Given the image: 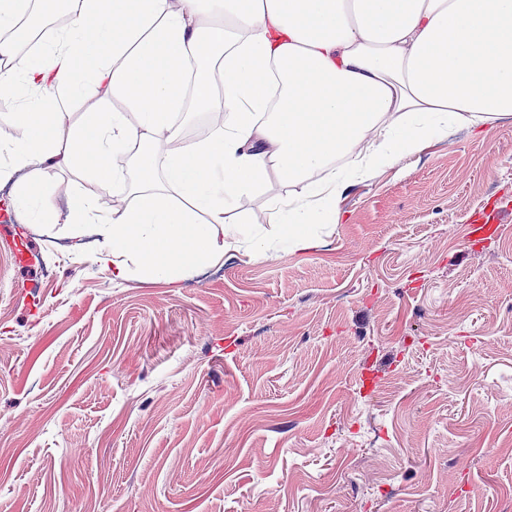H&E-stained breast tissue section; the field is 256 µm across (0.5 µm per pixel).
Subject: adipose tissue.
Masks as SVG:
<instances>
[{
    "label": "adipose tissue",
    "instance_id": "ef3b65f1",
    "mask_svg": "<svg viewBox=\"0 0 512 512\" xmlns=\"http://www.w3.org/2000/svg\"><path fill=\"white\" fill-rule=\"evenodd\" d=\"M27 2L0 0V97L23 101L0 181L23 172L12 205L46 227L47 158L108 178L114 156L139 146L111 215L87 196L71 203L116 280L136 268L172 282L241 249L305 250L352 182L455 128L481 136L512 117V0H73L61 37L23 54L14 30ZM219 17L229 35L207 41ZM214 56L220 106L201 68ZM189 83L195 109L223 108L224 121L159 155L180 134ZM91 88L100 104L74 115ZM272 170L296 191L272 200L277 224L260 231L239 202Z\"/></svg>",
    "mask_w": 512,
    "mask_h": 512
}]
</instances>
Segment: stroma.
<instances>
[{
  "mask_svg": "<svg viewBox=\"0 0 512 512\" xmlns=\"http://www.w3.org/2000/svg\"><path fill=\"white\" fill-rule=\"evenodd\" d=\"M112 165L46 166L48 232L0 184V512H512V119L354 184L308 250L174 283L74 234Z\"/></svg>",
  "mask_w": 512,
  "mask_h": 512,
  "instance_id": "35a3bbf8",
  "label": "stroma"
}]
</instances>
